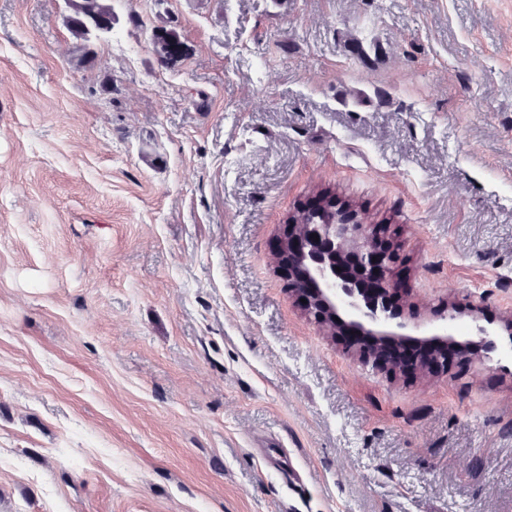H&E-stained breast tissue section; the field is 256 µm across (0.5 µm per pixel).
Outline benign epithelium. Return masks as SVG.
I'll return each mask as SVG.
<instances>
[{
    "label": "benign epithelium",
    "mask_w": 512,
    "mask_h": 512,
    "mask_svg": "<svg viewBox=\"0 0 512 512\" xmlns=\"http://www.w3.org/2000/svg\"><path fill=\"white\" fill-rule=\"evenodd\" d=\"M311 213L318 222L300 224L297 218L290 219L291 229L304 235L301 249L294 250L285 241L278 250L282 266L288 269L291 290L301 299L306 292H312V297L305 298L306 314L332 335L336 334V320L340 319L360 336H372L378 343L410 337L413 325L399 319L387 303L367 300L355 278L336 274V260L345 253L356 254L359 274L372 265L374 258L383 272H389L394 253L380 251L369 226L343 209L320 206ZM312 234L318 235V239L310 238ZM418 340L455 346L462 354L471 353L464 342L448 332L420 336Z\"/></svg>",
    "instance_id": "obj_1"
}]
</instances>
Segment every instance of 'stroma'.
I'll list each match as a JSON object with an SVG mask.
<instances>
[{
  "instance_id": "1",
  "label": "stroma",
  "mask_w": 512,
  "mask_h": 512,
  "mask_svg": "<svg viewBox=\"0 0 512 512\" xmlns=\"http://www.w3.org/2000/svg\"><path fill=\"white\" fill-rule=\"evenodd\" d=\"M115 10L0 0V512H512V340L391 370L276 261L327 191L417 335L512 312V0ZM72 14L67 25L76 39H86L91 20L112 22L114 9L112 0H69ZM155 40L152 42L153 50L167 57L171 62L177 63L183 57L182 42L179 35L166 28H156Z\"/></svg>"
}]
</instances>
